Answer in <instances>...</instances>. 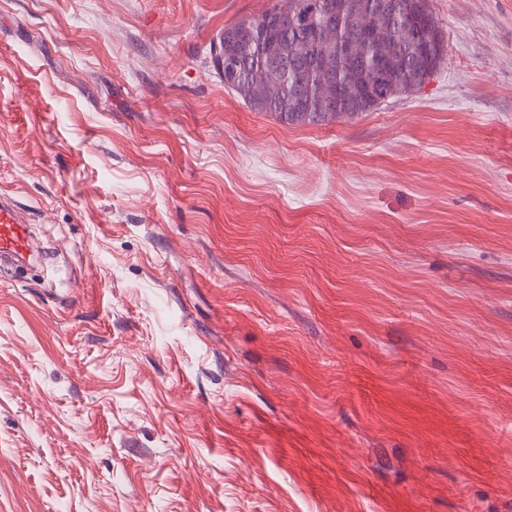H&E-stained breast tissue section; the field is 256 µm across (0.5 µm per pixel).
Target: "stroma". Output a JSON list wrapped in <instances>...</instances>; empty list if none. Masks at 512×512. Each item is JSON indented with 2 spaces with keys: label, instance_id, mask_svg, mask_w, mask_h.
I'll list each match as a JSON object with an SVG mask.
<instances>
[{
  "label": "stroma",
  "instance_id": "stroma-1",
  "mask_svg": "<svg viewBox=\"0 0 512 512\" xmlns=\"http://www.w3.org/2000/svg\"><path fill=\"white\" fill-rule=\"evenodd\" d=\"M271 0H0V512H512V0L288 125L210 44ZM31 249V231L22 210L11 198L0 199V256H23Z\"/></svg>",
  "mask_w": 512,
  "mask_h": 512
}]
</instances>
